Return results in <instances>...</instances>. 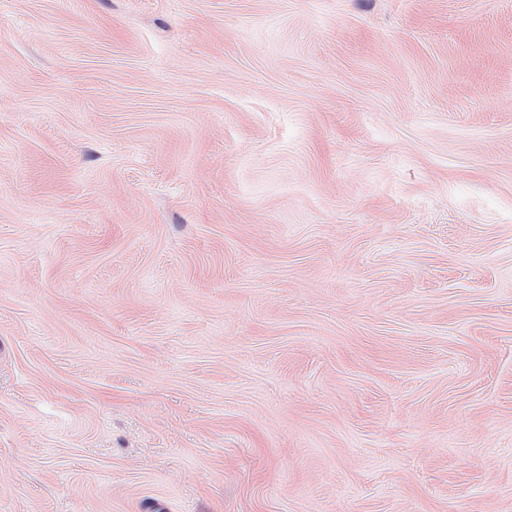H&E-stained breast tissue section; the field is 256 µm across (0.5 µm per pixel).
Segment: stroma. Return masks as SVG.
I'll use <instances>...</instances> for the list:
<instances>
[{"mask_svg": "<svg viewBox=\"0 0 512 512\" xmlns=\"http://www.w3.org/2000/svg\"><path fill=\"white\" fill-rule=\"evenodd\" d=\"M0 512H512V0H0Z\"/></svg>", "mask_w": 512, "mask_h": 512, "instance_id": "stroma-1", "label": "stroma"}]
</instances>
